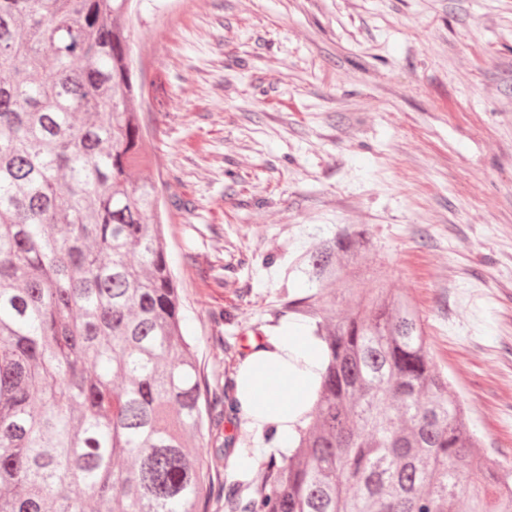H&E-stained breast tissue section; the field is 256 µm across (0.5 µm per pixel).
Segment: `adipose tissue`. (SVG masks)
I'll return each mask as SVG.
<instances>
[{
	"mask_svg": "<svg viewBox=\"0 0 512 512\" xmlns=\"http://www.w3.org/2000/svg\"><path fill=\"white\" fill-rule=\"evenodd\" d=\"M325 354L316 337L287 325L244 360L238 377L241 417L263 431L272 426L281 445H290L298 419L314 401Z\"/></svg>",
	"mask_w": 512,
	"mask_h": 512,
	"instance_id": "1",
	"label": "adipose tissue"
}]
</instances>
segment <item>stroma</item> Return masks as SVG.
Masks as SVG:
<instances>
[{
    "label": "stroma",
    "mask_w": 512,
    "mask_h": 512,
    "mask_svg": "<svg viewBox=\"0 0 512 512\" xmlns=\"http://www.w3.org/2000/svg\"><path fill=\"white\" fill-rule=\"evenodd\" d=\"M140 119L197 365L309 324L293 271L362 230L351 275L408 297L481 452L512 461V0H135ZM224 285L211 287L215 261ZM218 482L248 495L278 452L243 421ZM249 455L248 470L238 466Z\"/></svg>",
    "instance_id": "obj_1"
}]
</instances>
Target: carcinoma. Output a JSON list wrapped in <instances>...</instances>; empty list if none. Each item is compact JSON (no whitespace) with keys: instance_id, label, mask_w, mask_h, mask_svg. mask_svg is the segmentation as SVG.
Listing matches in <instances>:
<instances>
[{"instance_id":"cac0c4a2","label":"carcinoma","mask_w":512,"mask_h":512,"mask_svg":"<svg viewBox=\"0 0 512 512\" xmlns=\"http://www.w3.org/2000/svg\"><path fill=\"white\" fill-rule=\"evenodd\" d=\"M133 0H0V512H512L422 320L387 288L317 311L364 232L306 251L299 299L327 351L290 454L247 500L188 447L236 417L182 332L155 182ZM53 59L43 73L46 56Z\"/></svg>"}]
</instances>
